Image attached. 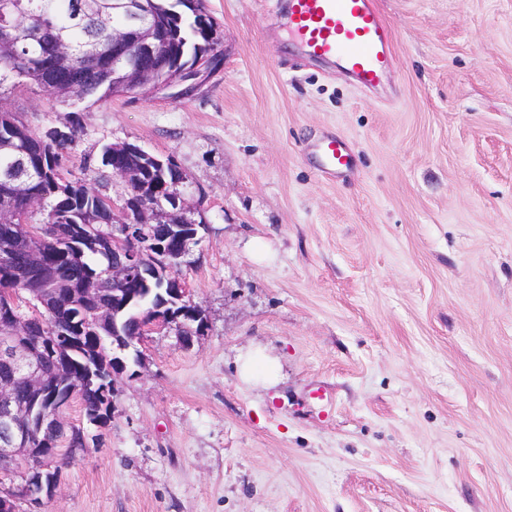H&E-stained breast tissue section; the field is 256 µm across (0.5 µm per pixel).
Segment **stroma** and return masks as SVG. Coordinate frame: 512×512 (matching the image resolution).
Here are the masks:
<instances>
[{
  "instance_id": "35a3bbf8",
  "label": "stroma",
  "mask_w": 512,
  "mask_h": 512,
  "mask_svg": "<svg viewBox=\"0 0 512 512\" xmlns=\"http://www.w3.org/2000/svg\"><path fill=\"white\" fill-rule=\"evenodd\" d=\"M378 4L376 90L304 57L286 0H205L224 65L193 96L0 97L79 119L67 169L108 196L103 144L173 156L209 224L181 269L205 335L149 338L106 427L66 411L89 446L50 512H512V0ZM318 148L324 158L325 172L336 174V171L348 168L350 155L343 141L336 138L328 139L323 141Z\"/></svg>"
}]
</instances>
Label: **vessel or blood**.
I'll return each mask as SVG.
<instances>
[{
	"label": "vessel or blood",
	"instance_id": "1",
	"mask_svg": "<svg viewBox=\"0 0 512 512\" xmlns=\"http://www.w3.org/2000/svg\"><path fill=\"white\" fill-rule=\"evenodd\" d=\"M287 12L288 33L306 56L338 65L362 88L383 84L394 62L393 29L377 0H288ZM319 150L325 172L348 168L343 141L325 140Z\"/></svg>",
	"mask_w": 512,
	"mask_h": 512
}]
</instances>
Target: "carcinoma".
Here are the masks:
<instances>
[{
	"instance_id": "1",
	"label": "carcinoma",
	"mask_w": 512,
	"mask_h": 512,
	"mask_svg": "<svg viewBox=\"0 0 512 512\" xmlns=\"http://www.w3.org/2000/svg\"><path fill=\"white\" fill-rule=\"evenodd\" d=\"M13 6L0 7V26L12 27V45L0 54V88L14 78L19 66L29 70L24 81L41 85L56 79L62 91L79 100L92 103L111 99L119 89L112 87V28L123 18L112 14V0H92L95 11L107 13L105 19L85 13L81 0H10ZM150 14L164 30L166 52L174 53L166 63L169 67L194 64L198 57L209 55L224 58L221 41L211 38L214 22L204 11L203 4H186L179 0H147ZM128 61L148 70L159 66L158 57H143L135 44L129 45ZM71 138L62 143L42 142V133L25 127L9 139L0 133V172L15 165L20 150H28L27 174L19 187L0 183V194L12 193V202L24 213L25 199L30 193L44 200L42 224H76L79 231L66 241L52 240L28 231L29 221L15 224L23 249L17 258L26 260L29 252L44 257L45 274L37 280L13 283L11 287L23 294L53 288L62 304L74 301L85 310L86 316L97 304L112 302V253L105 250V241L112 237V212L97 191L82 178L69 194L56 192L55 171L66 154L75 148L80 123L73 122ZM83 355L69 363L72 374L80 375L96 366L97 359L112 361V324L89 327L74 334ZM103 396L97 389L83 394L82 411H97Z\"/></svg>"
}]
</instances>
